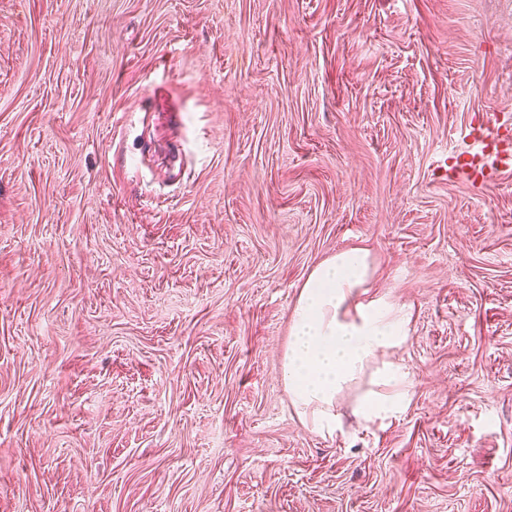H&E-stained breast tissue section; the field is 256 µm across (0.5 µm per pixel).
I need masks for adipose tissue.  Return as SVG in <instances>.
Listing matches in <instances>:
<instances>
[{"label":"adipose tissue","mask_w":512,"mask_h":512,"mask_svg":"<svg viewBox=\"0 0 512 512\" xmlns=\"http://www.w3.org/2000/svg\"><path fill=\"white\" fill-rule=\"evenodd\" d=\"M367 249L336 252L307 277L291 313L282 373L295 414L319 433L341 428L336 400L362 376L369 386L353 413L363 426L405 411L411 377L394 352L408 337V318L385 297H369Z\"/></svg>","instance_id":"1"}]
</instances>
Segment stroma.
Here are the masks:
<instances>
[{"label":"stroma","instance_id":"obj_1","mask_svg":"<svg viewBox=\"0 0 512 512\" xmlns=\"http://www.w3.org/2000/svg\"><path fill=\"white\" fill-rule=\"evenodd\" d=\"M512 0H0V512H512ZM408 408L325 437L281 372L336 251ZM494 123L478 120L465 134L467 148L453 150L448 163V179H464L483 186L504 169L512 168V116L501 107ZM502 116V117H501Z\"/></svg>","mask_w":512,"mask_h":512}]
</instances>
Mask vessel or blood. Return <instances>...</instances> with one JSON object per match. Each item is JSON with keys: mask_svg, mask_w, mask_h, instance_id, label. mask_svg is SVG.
<instances>
[{"mask_svg": "<svg viewBox=\"0 0 512 512\" xmlns=\"http://www.w3.org/2000/svg\"><path fill=\"white\" fill-rule=\"evenodd\" d=\"M467 148L452 152L448 176L481 186L512 168V113L500 109L494 121H481L468 130Z\"/></svg>", "mask_w": 512, "mask_h": 512, "instance_id": "b4317fda", "label": "vessel or blood"}]
</instances>
